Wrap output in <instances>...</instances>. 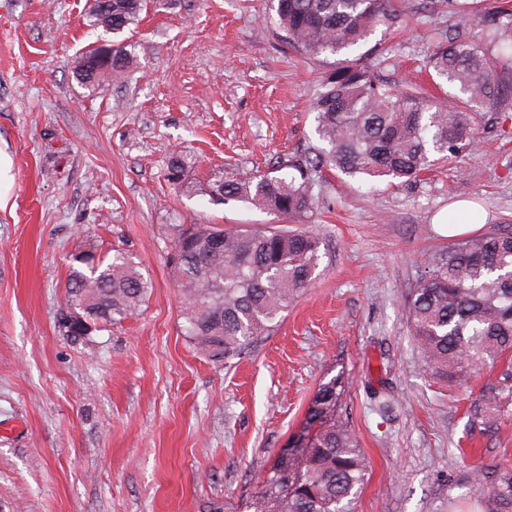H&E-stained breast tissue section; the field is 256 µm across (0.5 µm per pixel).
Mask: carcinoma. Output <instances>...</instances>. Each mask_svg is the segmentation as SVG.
Returning a JSON list of instances; mask_svg holds the SVG:
<instances>
[{
    "instance_id": "1",
    "label": "carcinoma",
    "mask_w": 512,
    "mask_h": 512,
    "mask_svg": "<svg viewBox=\"0 0 512 512\" xmlns=\"http://www.w3.org/2000/svg\"><path fill=\"white\" fill-rule=\"evenodd\" d=\"M285 44L312 58L341 57L326 73L313 102L316 143L286 165L293 173L215 181L211 195L244 201L275 216L300 219L317 207L312 175L324 169L367 182L404 183L429 167L462 156L475 135L472 107L512 106V11L484 10L478 0H426L474 22L472 35L448 32L426 57L439 82L458 91L451 101L426 97L414 86L398 88L375 68L348 58L377 28L414 14L410 0H271ZM143 0H95L91 25L118 35L134 23ZM75 60L86 89L102 72ZM133 56L112 42L111 71ZM192 157L180 150L167 167L180 186ZM172 276L182 296L181 332L216 365L240 358L279 325L284 312L310 288L321 260L322 237L307 227L269 225L243 229L221 224H169ZM512 230L459 238L448 251L425 260V273L406 300L413 338L425 369L462 386L478 371L512 356ZM152 288L123 252L106 260L96 252L72 254L62 318L79 310L86 325L65 323L87 336L140 311ZM345 392L343 375L319 386L308 411L306 446L281 449L267 468L252 512H350L364 485L366 463L353 430L336 416ZM470 480L481 512H512V465L476 466Z\"/></svg>"
}]
</instances>
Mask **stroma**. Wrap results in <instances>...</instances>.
<instances>
[{"label":"stroma","mask_w":512,"mask_h":512,"mask_svg":"<svg viewBox=\"0 0 512 512\" xmlns=\"http://www.w3.org/2000/svg\"><path fill=\"white\" fill-rule=\"evenodd\" d=\"M457 23L425 13L376 31L383 77L422 81L427 46ZM99 34L87 0H0V512H249L339 374L337 413L367 463L353 512H472L459 458L512 464V362L461 387L432 379L405 299L423 259L447 250L433 220L457 201L483 231L512 226V111L476 112L460 159L399 187L315 175L317 276L272 335L219 368L180 331L164 227L275 223L209 186L313 142L310 105L334 64L286 47L269 0H148L119 36L134 66L89 90L73 61ZM177 146L195 160L179 187L165 178ZM86 248L125 252L152 288L137 315L75 338L61 296ZM485 396L489 416L474 410Z\"/></svg>","instance_id":"stroma-1"}]
</instances>
